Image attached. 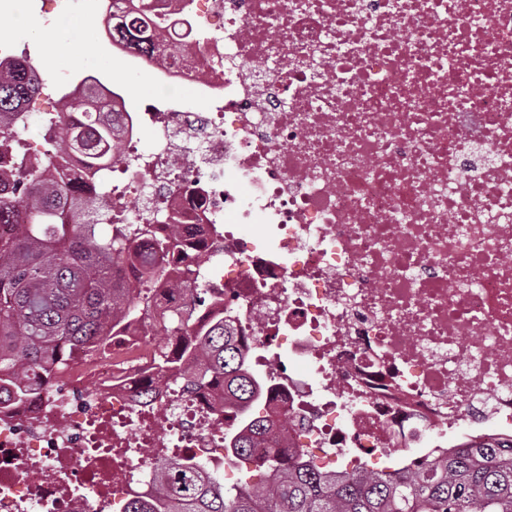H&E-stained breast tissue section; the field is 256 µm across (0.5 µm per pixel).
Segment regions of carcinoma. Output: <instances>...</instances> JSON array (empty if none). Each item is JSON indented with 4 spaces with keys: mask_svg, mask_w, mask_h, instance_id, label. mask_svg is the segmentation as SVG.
I'll return each mask as SVG.
<instances>
[{
    "mask_svg": "<svg viewBox=\"0 0 512 512\" xmlns=\"http://www.w3.org/2000/svg\"><path fill=\"white\" fill-rule=\"evenodd\" d=\"M39 67L27 55L0 59V115L16 112L15 133L35 128L54 135L55 152H80L87 166L112 163L117 145L112 127L92 118L90 91L102 85L93 75L61 91L81 126L62 127V119L35 118L30 107L39 92ZM67 194L42 170H25L10 190L0 192V225L14 231L0 236V364L17 378L57 356L106 350L109 332L153 318L147 335L155 340L153 359L164 379L180 376L186 385L224 384L234 421L224 428L227 458L237 469H251V448L273 420L264 405L276 391L269 376L249 363L245 337L219 322L200 336H185L182 316L164 307L155 288L169 280L167 257L178 247L180 228L155 236L152 224H115L104 236L91 223V207L75 201L63 212L43 207L42 199ZM151 239V253L138 241ZM141 276L121 279L128 264ZM124 512H512V438L448 452L437 461L412 466L397 461L377 471L364 463L329 466L314 458L285 462L269 450L256 477L221 484L176 460L159 464V498L132 500Z\"/></svg>",
    "mask_w": 512,
    "mask_h": 512,
    "instance_id": "cac0c4a2",
    "label": "carcinoma"
}]
</instances>
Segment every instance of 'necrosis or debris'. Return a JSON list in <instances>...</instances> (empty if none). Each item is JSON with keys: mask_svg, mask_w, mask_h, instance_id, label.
Masks as SVG:
<instances>
[{"mask_svg": "<svg viewBox=\"0 0 512 512\" xmlns=\"http://www.w3.org/2000/svg\"><path fill=\"white\" fill-rule=\"evenodd\" d=\"M145 10L206 110L122 113L109 173L57 167L107 223L180 225L173 277L269 344L292 425L254 462L512 435V0H107L113 37ZM142 336L0 374V512H119L163 452L224 459L219 389L158 380Z\"/></svg>", "mask_w": 512, "mask_h": 512, "instance_id": "4bbe7bcc", "label": "necrosis or debris"}]
</instances>
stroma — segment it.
Masks as SVG:
<instances>
[{"label": "stroma", "instance_id": "obj_1", "mask_svg": "<svg viewBox=\"0 0 512 512\" xmlns=\"http://www.w3.org/2000/svg\"><path fill=\"white\" fill-rule=\"evenodd\" d=\"M102 0H84V7L72 22H59L55 15L40 14L35 0H20L16 10L0 12V41L11 45L14 54L30 53L38 62L44 79L43 97H57L60 88L78 75L94 74L119 89L129 109H143L160 100L163 92L154 71L130 60L112 46L103 26ZM60 47L56 65L45 56L46 40Z\"/></svg>", "mask_w": 512, "mask_h": 512}]
</instances>
